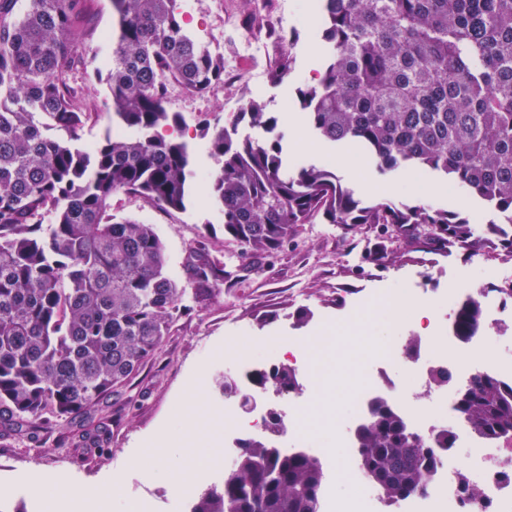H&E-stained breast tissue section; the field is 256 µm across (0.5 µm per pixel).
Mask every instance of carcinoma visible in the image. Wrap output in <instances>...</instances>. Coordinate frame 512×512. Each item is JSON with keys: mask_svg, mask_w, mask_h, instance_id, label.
<instances>
[{"mask_svg": "<svg viewBox=\"0 0 512 512\" xmlns=\"http://www.w3.org/2000/svg\"><path fill=\"white\" fill-rule=\"evenodd\" d=\"M81 0H0V427L37 429L95 411L161 350L187 311L186 289L165 272L153 225L109 214L118 194L182 209L195 175L177 127L168 84L205 95L224 84V58L185 27L176 0H111L117 42L105 81L112 125L88 148L77 132L90 113L78 105L74 19ZM323 22L316 82L298 90L306 128L359 147L388 175L438 174L493 214L483 233L448 209L366 204L324 165L290 169L283 133L260 143L238 137L246 122L273 132L266 105L248 101L224 122L206 117L217 162L210 197L224 214V237L240 260L271 254L320 215L342 229L381 228L363 260L384 264L408 234L473 257L493 246L512 256V0H316ZM278 58L277 81L293 68ZM52 129L64 133L51 137ZM52 218V223L44 219ZM190 281L203 305L234 277L231 264L194 251ZM484 324L480 303L462 300L455 334ZM261 390L297 395L286 364L252 374ZM453 410L472 435L512 438V380L474 374ZM353 437L360 473L383 485L392 505L431 484L450 429L415 432L405 412L379 394ZM325 469L306 451H278L268 439L239 444L223 480L185 512H321ZM461 512H490L480 488L458 473Z\"/></svg>", "mask_w": 512, "mask_h": 512, "instance_id": "cac0c4a2", "label": "carcinoma"}]
</instances>
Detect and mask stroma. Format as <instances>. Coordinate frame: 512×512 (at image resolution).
<instances>
[{
	"instance_id": "obj_1",
	"label": "stroma",
	"mask_w": 512,
	"mask_h": 512,
	"mask_svg": "<svg viewBox=\"0 0 512 512\" xmlns=\"http://www.w3.org/2000/svg\"><path fill=\"white\" fill-rule=\"evenodd\" d=\"M303 0H177L187 28L203 40H221L227 81L205 96L186 95L177 110L184 119L185 139L195 157L194 189L182 210H162L144 199L117 195L112 199L115 218L137 219L153 225L165 247L167 275L180 286H188L190 252L205 243L210 254H237V244L224 237V217L211 200L207 181L216 163L207 138L197 126L201 115L230 119L243 110L249 99L262 100L268 111L279 117L300 116L296 90L310 84L319 60L318 41L301 23ZM296 31L292 72L281 81L270 78L282 49L268 43V58L254 62L245 57L242 43L257 33L259 23ZM87 70H106L116 45L111 0H82L75 24ZM79 94L92 114L79 131L81 143L89 145L103 138L108 120L105 110L109 94L105 82H79ZM283 160L294 167L314 162L334 169L357 197L367 202L388 199L396 203L426 201L436 207L463 208L477 225H485L490 214L476 198L445 188L443 193L425 197L409 190L411 172L394 177L378 175L374 166L365 174L338 167L339 146L313 135L294 132L285 126ZM375 176L376 191L362 184L363 175ZM377 236L376 228L343 229L314 220L303 225L288 246L263 256L259 270L241 269L231 285L223 287L207 304L194 307L172 326L158 355L127 384L105 397L93 416L73 417L67 422L31 432L0 431V502L20 505L26 512H45L42 500L29 492L31 478L44 471L65 473L76 485L89 490L101 486L116 488L119 496L112 512H128L131 504L148 501L151 512H179L173 479L150 478L141 460L153 440L181 411L200 419L189 437L195 443H209L213 454L194 469V490L201 491L224 475V399L215 388L214 373L224 367V350L235 336H306L314 324L345 316L351 306L374 288L396 290L422 288L438 296L449 281L466 280L478 289L503 285L512 274V256L495 251L472 258L458 252L437 250L423 238L406 237L385 265L375 266L361 259ZM310 317L298 324L300 309ZM199 389L203 398L186 407V394ZM352 394L347 373H339L318 388L311 403L315 418L340 427ZM216 426H206V418ZM107 428V448L98 453L84 446L82 433L93 424Z\"/></svg>"
}]
</instances>
